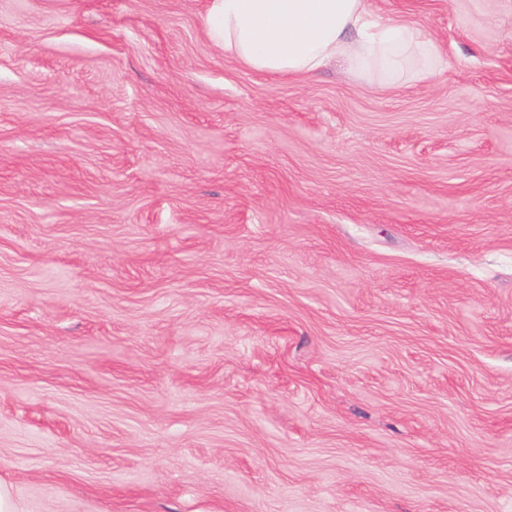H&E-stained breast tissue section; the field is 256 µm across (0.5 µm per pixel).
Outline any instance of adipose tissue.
Listing matches in <instances>:
<instances>
[{"instance_id":"1","label":"adipose tissue","mask_w":512,"mask_h":512,"mask_svg":"<svg viewBox=\"0 0 512 512\" xmlns=\"http://www.w3.org/2000/svg\"><path fill=\"white\" fill-rule=\"evenodd\" d=\"M207 34L243 68L310 75L333 63L387 77L410 60L439 64L442 51L424 28L386 19L364 0H210Z\"/></svg>"}]
</instances>
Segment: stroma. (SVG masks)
<instances>
[{"mask_svg": "<svg viewBox=\"0 0 512 512\" xmlns=\"http://www.w3.org/2000/svg\"><path fill=\"white\" fill-rule=\"evenodd\" d=\"M435 75L250 71L208 0H0L19 512H512V0H365Z\"/></svg>", "mask_w": 512, "mask_h": 512, "instance_id": "1", "label": "stroma"}]
</instances>
